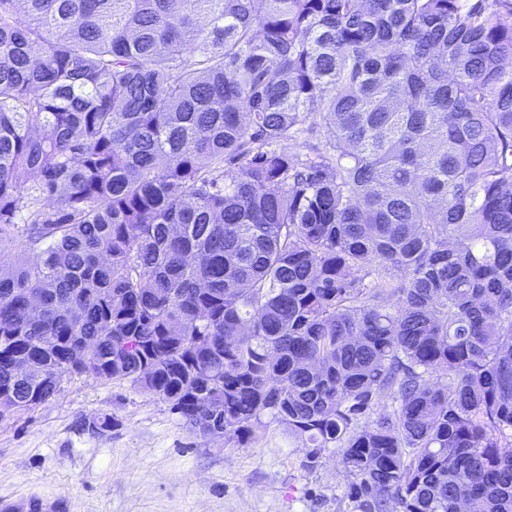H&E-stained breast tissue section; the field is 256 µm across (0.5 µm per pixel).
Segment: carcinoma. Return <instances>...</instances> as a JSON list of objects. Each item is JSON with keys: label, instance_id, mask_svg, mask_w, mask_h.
I'll return each instance as SVG.
<instances>
[{"label": "carcinoma", "instance_id": "carcinoma-1", "mask_svg": "<svg viewBox=\"0 0 512 512\" xmlns=\"http://www.w3.org/2000/svg\"><path fill=\"white\" fill-rule=\"evenodd\" d=\"M511 58L512 0H0L5 405L125 381L361 512H512Z\"/></svg>", "mask_w": 512, "mask_h": 512}]
</instances>
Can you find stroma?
<instances>
[{
    "label": "stroma",
    "mask_w": 512,
    "mask_h": 512,
    "mask_svg": "<svg viewBox=\"0 0 512 512\" xmlns=\"http://www.w3.org/2000/svg\"><path fill=\"white\" fill-rule=\"evenodd\" d=\"M105 414L112 431L88 430ZM307 453L275 422L205 438L130 383L74 377L0 419V495L62 494L74 512H358L338 449L310 467Z\"/></svg>",
    "instance_id": "obj_1"
}]
</instances>
